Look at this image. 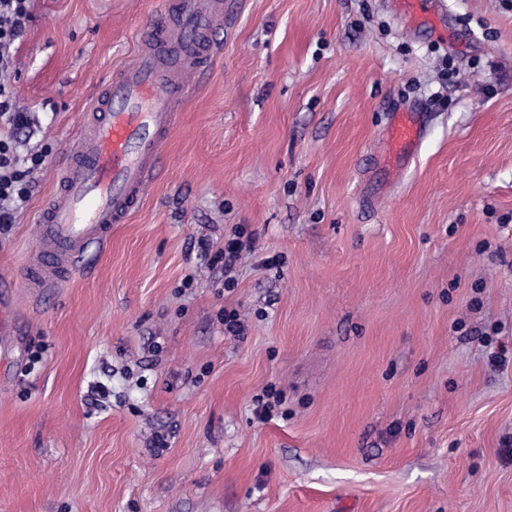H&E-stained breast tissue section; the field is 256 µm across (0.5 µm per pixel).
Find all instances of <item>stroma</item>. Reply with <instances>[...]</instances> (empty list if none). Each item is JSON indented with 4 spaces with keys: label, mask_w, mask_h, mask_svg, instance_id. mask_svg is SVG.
<instances>
[{
    "label": "stroma",
    "mask_w": 512,
    "mask_h": 512,
    "mask_svg": "<svg viewBox=\"0 0 512 512\" xmlns=\"http://www.w3.org/2000/svg\"><path fill=\"white\" fill-rule=\"evenodd\" d=\"M390 2L239 0L140 208L43 300L17 288L0 512H512V0H446L441 38ZM167 4L31 0L15 139L47 157L0 278ZM409 105L426 136L389 179ZM424 135L425 126L416 108L402 107L392 112L383 159V167L390 175L408 166Z\"/></svg>",
    "instance_id": "obj_1"
}]
</instances>
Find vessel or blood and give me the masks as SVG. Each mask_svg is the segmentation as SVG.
<instances>
[{
    "instance_id": "vessel-or-blood-1",
    "label": "vessel or blood",
    "mask_w": 512,
    "mask_h": 512,
    "mask_svg": "<svg viewBox=\"0 0 512 512\" xmlns=\"http://www.w3.org/2000/svg\"><path fill=\"white\" fill-rule=\"evenodd\" d=\"M406 15L431 22L445 0H397ZM235 0H171L140 39L134 58L83 113L80 134L56 172L57 189L40 209L35 253L20 280L37 292L85 264L114 225L126 223L147 186L164 167L166 142L189 89L186 70L208 69ZM425 135L420 113L391 114L383 166L404 170ZM10 291L0 292V350L8 351L17 326Z\"/></svg>"
}]
</instances>
